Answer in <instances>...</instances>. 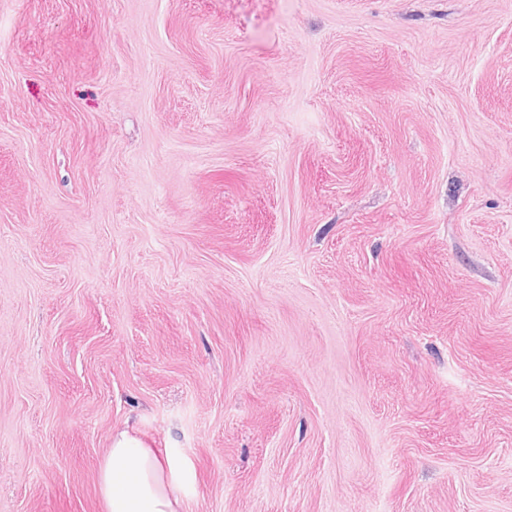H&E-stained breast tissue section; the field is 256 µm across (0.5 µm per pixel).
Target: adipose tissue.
<instances>
[{"label":"adipose tissue","mask_w":512,"mask_h":512,"mask_svg":"<svg viewBox=\"0 0 512 512\" xmlns=\"http://www.w3.org/2000/svg\"><path fill=\"white\" fill-rule=\"evenodd\" d=\"M183 471L137 429H115L97 472L106 512H185Z\"/></svg>","instance_id":"obj_1"}]
</instances>
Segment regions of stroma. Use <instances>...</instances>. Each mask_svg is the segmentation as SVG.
Here are the masks:
<instances>
[{
	"mask_svg": "<svg viewBox=\"0 0 512 512\" xmlns=\"http://www.w3.org/2000/svg\"><path fill=\"white\" fill-rule=\"evenodd\" d=\"M512 512V0H0V512ZM184 470L137 429L127 425L115 429L97 472L106 512H185Z\"/></svg>",
	"mask_w": 512,
	"mask_h": 512,
	"instance_id": "obj_1",
	"label": "stroma"
}]
</instances>
